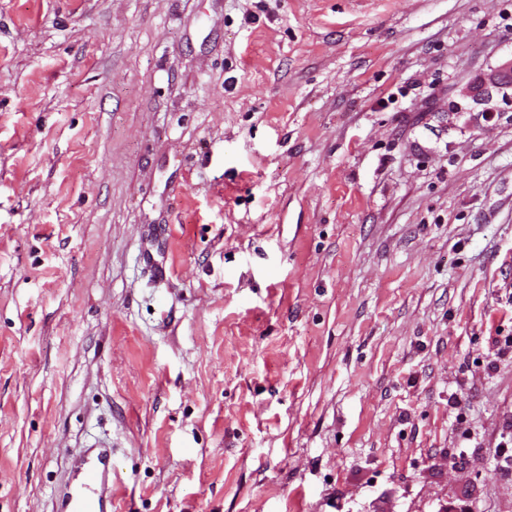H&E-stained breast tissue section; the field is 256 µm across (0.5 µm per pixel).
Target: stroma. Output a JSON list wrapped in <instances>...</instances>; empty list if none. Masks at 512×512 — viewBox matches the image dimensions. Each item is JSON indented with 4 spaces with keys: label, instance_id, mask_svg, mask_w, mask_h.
Listing matches in <instances>:
<instances>
[{
    "label": "stroma",
    "instance_id": "stroma-1",
    "mask_svg": "<svg viewBox=\"0 0 512 512\" xmlns=\"http://www.w3.org/2000/svg\"><path fill=\"white\" fill-rule=\"evenodd\" d=\"M510 61L512 0H0V512L91 447L112 512H512ZM490 87H512V61L501 66L499 69L490 74L489 77L480 85L479 89H477L476 95H484L486 92H488Z\"/></svg>",
    "mask_w": 512,
    "mask_h": 512
}]
</instances>
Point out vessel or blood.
<instances>
[{
    "label": "vessel or blood",
    "instance_id": "vessel-or-blood-1",
    "mask_svg": "<svg viewBox=\"0 0 512 512\" xmlns=\"http://www.w3.org/2000/svg\"><path fill=\"white\" fill-rule=\"evenodd\" d=\"M71 469V481L55 494L54 512H112L111 450L86 449Z\"/></svg>",
    "mask_w": 512,
    "mask_h": 512
}]
</instances>
